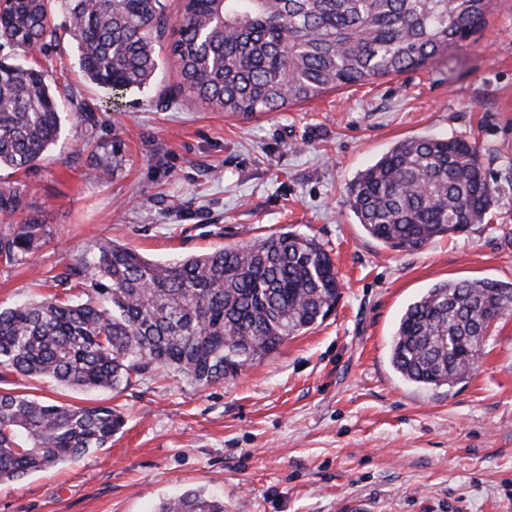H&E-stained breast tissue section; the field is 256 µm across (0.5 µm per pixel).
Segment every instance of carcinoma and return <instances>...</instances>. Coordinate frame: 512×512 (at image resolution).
Segmentation results:
<instances>
[{
	"label": "carcinoma",
	"mask_w": 512,
	"mask_h": 512,
	"mask_svg": "<svg viewBox=\"0 0 512 512\" xmlns=\"http://www.w3.org/2000/svg\"><path fill=\"white\" fill-rule=\"evenodd\" d=\"M491 0H182L169 54L179 93L221 112H278L322 93L420 68L485 23ZM79 65L118 97L151 84L167 30L163 0H67ZM52 0H11L0 40L28 53L51 31ZM72 100L36 68L0 62V168L28 171L59 139ZM120 167L114 150L92 156ZM482 152L459 138L396 143L348 186L370 236L398 252L484 222L494 205ZM22 192L0 187V264L33 253L45 234ZM60 294L0 309V381L9 374L72 389L125 390L164 369L207 387L235 378L288 339L322 324L341 292L328 251L285 231L172 261L112 240L50 276ZM84 289L73 301L68 291ZM512 315V283L434 284L402 314L390 359L408 382L465 379L492 325ZM124 425L110 405L0 391V482L104 448ZM159 512H224L190 491Z\"/></svg>",
	"instance_id": "carcinoma-1"
}]
</instances>
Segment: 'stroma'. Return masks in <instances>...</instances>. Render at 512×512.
I'll list each match as a JSON object with an SVG mask.
<instances>
[{
    "instance_id": "stroma-1",
    "label": "stroma",
    "mask_w": 512,
    "mask_h": 512,
    "mask_svg": "<svg viewBox=\"0 0 512 512\" xmlns=\"http://www.w3.org/2000/svg\"><path fill=\"white\" fill-rule=\"evenodd\" d=\"M25 63L65 84L75 109L19 187L42 245L0 266V307L49 295L44 275L110 239L171 261L283 231L315 238L342 296L319 326L238 377L200 388L154 371L123 391H75L8 375L44 399L107 403L126 423L108 447L0 484V512H156L200 491L224 512H512V316L474 372L448 387L404 380L390 342L407 306L441 280L512 282V0L425 66L331 90L279 112H215L153 84L110 98L78 65L64 0ZM464 137L480 147L495 204L484 223L397 252L346 203L349 183L397 141ZM119 146L105 172L90 149Z\"/></svg>"
}]
</instances>
